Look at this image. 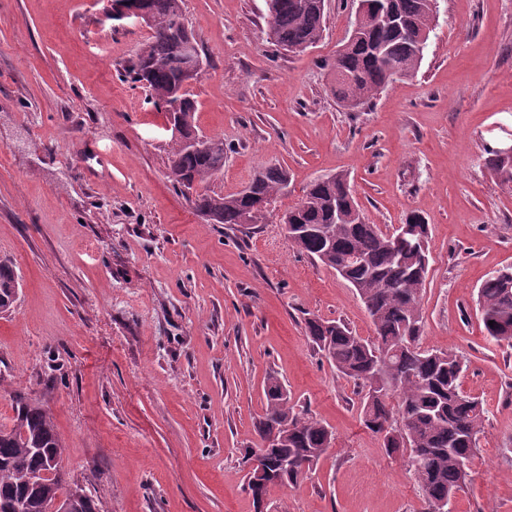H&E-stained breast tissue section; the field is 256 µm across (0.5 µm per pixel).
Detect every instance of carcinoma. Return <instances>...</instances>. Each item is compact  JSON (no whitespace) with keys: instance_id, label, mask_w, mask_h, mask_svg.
<instances>
[{"instance_id":"carcinoma-1","label":"carcinoma","mask_w":512,"mask_h":512,"mask_svg":"<svg viewBox=\"0 0 512 512\" xmlns=\"http://www.w3.org/2000/svg\"><path fill=\"white\" fill-rule=\"evenodd\" d=\"M150 16L151 37L135 53L129 73L150 91L169 120L183 130V141L171 149L170 178L185 192L195 185L200 192L188 198L192 208L217 216L219 224H240L245 214L261 224L268 209H254L256 201L274 202L288 188V172L269 167L256 174L253 195H224L210 182L224 169V141L205 152L190 150L188 142L202 136L196 104L187 86L193 77L182 67L183 47L196 40L185 22L182 0H143ZM368 4L353 26L357 37L336 51L328 64L332 90L348 109H362L396 80L418 72L430 34L438 21V0H394L407 20L404 31L376 20L378 0ZM267 24L276 44L303 52L317 44L325 30V0H266ZM485 166L501 186L512 190V160L484 149ZM351 187L332 176L309 184L298 204L288 210L313 233L294 237L293 245L326 268L344 272L356 289L373 325L374 336L363 338L340 320L308 318L306 333L329 363L360 388L364 426L383 436L384 448L409 452L407 470L421 487L427 512H452L450 505L468 481L466 462L477 448L485 411L481 401L464 393L461 378L465 362L457 355L420 346L424 317L420 308L428 277V251L388 249L384 233L361 213ZM414 239L429 243V224L418 213L409 214ZM20 276L12 264L0 261V313L8 312L18 295ZM477 303L486 336L512 346V266L489 275L479 286ZM265 408L257 423L261 442L272 444L264 456L269 470L277 469L283 455L294 468L280 480L250 488L258 503L273 487L297 485L327 453L332 431L323 422L296 409L279 378L264 381ZM10 425L0 428V512L17 501L25 512H42L44 503L69 499L80 489L64 478L35 481L45 467L63 471L65 447L52 415L23 393L15 396ZM402 427L395 438L393 414Z\"/></svg>"}]
</instances>
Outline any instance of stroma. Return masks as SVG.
Wrapping results in <instances>:
<instances>
[{"instance_id": "1", "label": "stroma", "mask_w": 512, "mask_h": 512, "mask_svg": "<svg viewBox=\"0 0 512 512\" xmlns=\"http://www.w3.org/2000/svg\"><path fill=\"white\" fill-rule=\"evenodd\" d=\"M108 6L0 0V261L22 276L0 314V426L15 393L39 400L69 481L102 512H256L244 454L275 372L334 444L266 512H425L305 333L320 316L373 334L355 289L280 224L310 182L342 173L370 223L429 224L421 345L459 355L486 410L453 512H512V347L487 339L476 305L512 265V191L483 151L512 121V0H439L419 71L356 110L328 69L355 0H326L323 38L301 53L273 45L264 0H183L204 52L196 123L226 150L212 189L289 174L262 224L208 223L174 187L166 114L127 75L151 31Z\"/></svg>"}]
</instances>
